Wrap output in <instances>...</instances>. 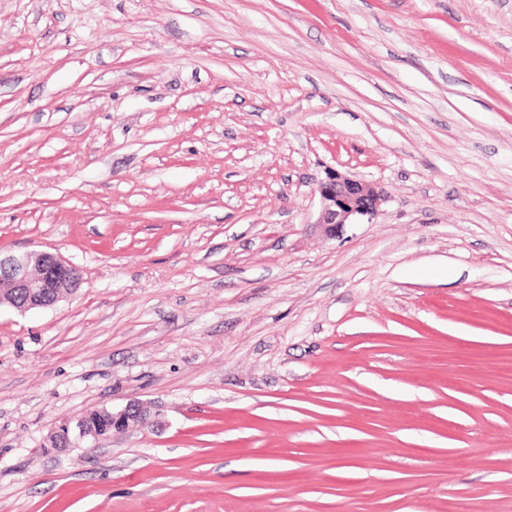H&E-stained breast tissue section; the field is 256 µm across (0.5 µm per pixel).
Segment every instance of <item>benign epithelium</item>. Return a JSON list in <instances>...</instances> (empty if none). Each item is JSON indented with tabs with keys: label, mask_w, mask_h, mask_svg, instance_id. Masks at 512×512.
<instances>
[{
	"label": "benign epithelium",
	"mask_w": 512,
	"mask_h": 512,
	"mask_svg": "<svg viewBox=\"0 0 512 512\" xmlns=\"http://www.w3.org/2000/svg\"><path fill=\"white\" fill-rule=\"evenodd\" d=\"M321 208L315 225L323 235L336 237L347 224H357L374 215L384 191L339 171L328 173L317 187ZM79 288L76 268L61 256L42 250L0 257V305L6 303L20 312L48 308ZM162 424L160 409L152 403L132 400L118 411L100 410L78 420L77 439L93 443L127 432L133 425ZM69 427L53 431L44 447L65 452L73 447Z\"/></svg>",
	"instance_id": "7a95c632"
}]
</instances>
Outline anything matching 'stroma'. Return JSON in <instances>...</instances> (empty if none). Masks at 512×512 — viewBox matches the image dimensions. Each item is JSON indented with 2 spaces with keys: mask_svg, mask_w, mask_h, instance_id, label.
<instances>
[{
  "mask_svg": "<svg viewBox=\"0 0 512 512\" xmlns=\"http://www.w3.org/2000/svg\"><path fill=\"white\" fill-rule=\"evenodd\" d=\"M334 170L387 198L328 238ZM34 249L81 283L0 307V512H512V0H0ZM160 409L151 402L132 400L118 411H96L92 415H85L78 420L77 439L88 440L92 443L108 438L115 434L126 433L132 425L161 426Z\"/></svg>",
  "mask_w": 512,
  "mask_h": 512,
  "instance_id": "stroma-1",
  "label": "stroma"
}]
</instances>
